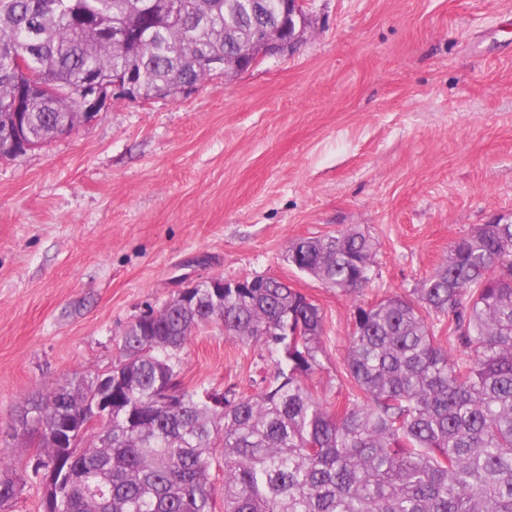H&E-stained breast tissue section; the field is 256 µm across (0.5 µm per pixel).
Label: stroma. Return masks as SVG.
<instances>
[{"label": "stroma", "mask_w": 512, "mask_h": 512, "mask_svg": "<svg viewBox=\"0 0 512 512\" xmlns=\"http://www.w3.org/2000/svg\"><path fill=\"white\" fill-rule=\"evenodd\" d=\"M301 43L187 96L115 97L90 123L0 159V449L24 473V399L104 372L141 311L187 284L256 275L322 309L328 401L352 386L355 307L408 295L452 242L512 224V0H309ZM373 244L358 294L298 271V239ZM182 379L259 391L264 347L194 331Z\"/></svg>", "instance_id": "1"}]
</instances>
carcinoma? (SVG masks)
<instances>
[{"mask_svg": "<svg viewBox=\"0 0 512 512\" xmlns=\"http://www.w3.org/2000/svg\"><path fill=\"white\" fill-rule=\"evenodd\" d=\"M138 0H0V125L12 120L24 58L39 86L26 90L31 142L78 124L67 88L87 72L133 70L143 95L177 96L208 79L256 22L248 0H176L165 24L135 18ZM141 28L127 46L84 25ZM372 247L360 232L301 239L288 259L327 288L354 294L370 282ZM184 302L136 317L107 371L124 383L93 444L55 430L78 416L104 374H86L24 402L15 434L38 435L36 461L80 476L49 512H214L209 470L224 469V512H512V224H482L414 289L356 307L346 369L356 393L336 405L307 380L320 367L321 308L288 283L257 276L218 293L194 284ZM448 318L459 359L428 322ZM214 326L263 346L273 374L255 395L189 390L182 352ZM180 391L164 406L168 382ZM25 479L0 468V512Z\"/></svg>", "mask_w": 512, "mask_h": 512, "instance_id": "obj_1", "label": "carcinoma"}]
</instances>
